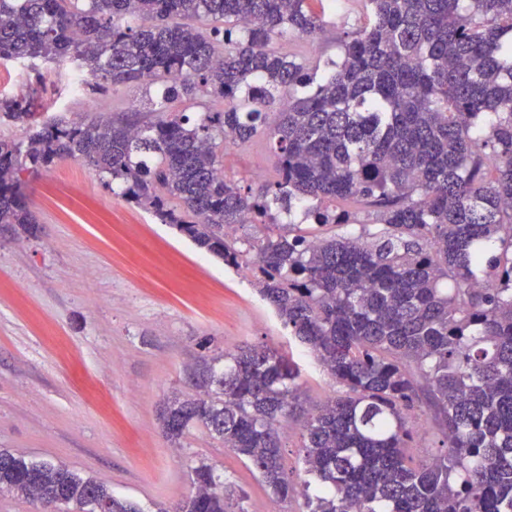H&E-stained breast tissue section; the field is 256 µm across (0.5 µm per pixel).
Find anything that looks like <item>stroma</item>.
I'll return each mask as SVG.
<instances>
[{"label": "stroma", "mask_w": 512, "mask_h": 512, "mask_svg": "<svg viewBox=\"0 0 512 512\" xmlns=\"http://www.w3.org/2000/svg\"><path fill=\"white\" fill-rule=\"evenodd\" d=\"M362 17L351 4L328 15L300 57L335 56ZM67 65L32 72L0 66V96L35 98L37 121L127 111L136 92L72 93ZM227 173L258 186L276 158L264 140L220 147ZM40 230L0 225V449L61 462L137 503L175 512L191 493V467L215 466L227 494L245 491L244 512H306L303 496L280 501L234 451L195 427L181 444L158 417L168 397H196L199 357L243 344L291 350L301 368V412L283 422V463L305 478L307 412L339 391L310 350L293 341L247 269L198 248L173 225L112 193L80 160L27 178Z\"/></svg>", "instance_id": "stroma-1"}]
</instances>
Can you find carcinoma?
I'll list each match as a JSON object with an SVG mask.
<instances>
[{
    "instance_id": "carcinoma-1",
    "label": "carcinoma",
    "mask_w": 512,
    "mask_h": 512,
    "mask_svg": "<svg viewBox=\"0 0 512 512\" xmlns=\"http://www.w3.org/2000/svg\"><path fill=\"white\" fill-rule=\"evenodd\" d=\"M359 3L364 23L311 65L276 44L315 40L339 0H0V65L70 62L103 92L139 90L147 108L36 123L35 99L0 97L28 127L24 140L0 138V224L36 234L22 176L80 159L224 266L251 270L343 387L307 415V512H512V0ZM259 137L278 170L255 190L224 172L218 150ZM338 200L381 228H302L354 223L330 207ZM244 224L258 231L242 242ZM300 377L278 349L206 359L204 396L168 399L164 434L177 444L203 426L286 501L297 485L281 423L300 406ZM423 405L446 451L416 463L407 414ZM190 480L176 512H231L213 466ZM4 492L140 512L101 482L8 450Z\"/></svg>"
}]
</instances>
